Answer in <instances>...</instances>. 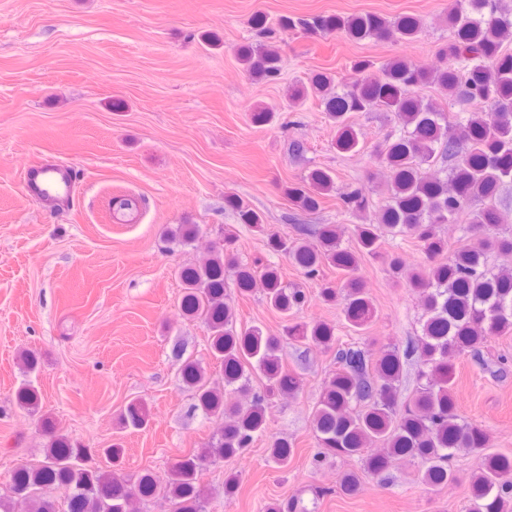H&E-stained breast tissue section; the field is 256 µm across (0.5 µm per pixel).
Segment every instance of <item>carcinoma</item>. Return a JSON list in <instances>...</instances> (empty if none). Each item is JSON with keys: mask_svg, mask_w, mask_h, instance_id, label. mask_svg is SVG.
<instances>
[{"mask_svg": "<svg viewBox=\"0 0 512 512\" xmlns=\"http://www.w3.org/2000/svg\"><path fill=\"white\" fill-rule=\"evenodd\" d=\"M499 0H453L443 21L451 38L439 50L440 64L417 66L404 58L377 64L361 59L351 66L349 78L339 82L327 72H315L288 86V99L300 105L316 100L336 128V149L356 153L363 144L349 124L352 112H390L400 133L378 145L376 163L389 177L387 197L372 217L355 225L356 245L342 246L336 224H318L290 237L267 230L262 215L238 197L226 204L239 223L261 233L268 251L280 255L308 279L329 265L340 275L337 282L321 281L318 295L328 305L342 306L344 318L356 332L366 330L376 317L371 298L356 275L359 260L380 257L393 278L403 280L419 297L423 309L421 335L405 346L389 347L379 358L362 348L336 343L335 327L323 321L299 318L307 295L285 283L272 266L261 272L242 263L234 252V231L228 229L210 246L208 257L179 270L184 288L183 315L199 319L208 330L209 353L219 374L212 377L195 359L186 358L180 379L193 394L194 409L217 424L209 445L178 457L167 475L147 472L136 481L94 462L91 449L62 435L51 422L45 460L22 466L0 493V512H14L22 494L29 512H130L137 498L143 502L163 496L173 512H206L200 477L204 467L238 455L254 437L268 429V408L281 395L295 396L300 379L289 372L282 358V341L336 349V370L312 411V424L323 453L356 457L362 471L344 474L341 491L357 492L361 479L383 478L398 458L419 465L418 478L435 489L457 480L451 461L464 449L478 456L471 476L465 512H512V456L492 453L488 431L467 421L459 412L455 382L457 360L480 358L488 339L512 331V267H488V256H512V232L502 231L507 215L501 195L512 184V53L503 49L512 38V15L500 10ZM250 27L262 39L274 28L262 14L252 16ZM283 32L327 35L341 32L356 40L413 42L422 30L414 15L387 19L379 14L286 16ZM244 70L258 81H276L282 74L281 56L262 41L238 48ZM431 84L448 94L459 111L448 116L435 104L414 94ZM280 116L275 109L257 106L251 118L266 125ZM335 190L328 170L315 168L284 188V194L306 212L321 207L323 196ZM371 187L362 185L342 196L345 211L363 214L369 209ZM467 215L465 237L470 242L454 251L439 233V226ZM200 234L196 224H179L169 235L183 245ZM417 240L426 264L409 269L396 252L385 250L389 240ZM232 281L238 294L261 288L266 305L283 321V335L268 334L259 325L236 326L234 300L226 293ZM414 369V385L402 394L400 382ZM265 380L261 391L252 389V374ZM21 407L38 408V391L29 383L17 390ZM149 409L140 400L127 403L120 417L125 428L142 429ZM270 460L288 466L294 444L285 437H270ZM62 495H43L46 488ZM311 494L310 500L303 495ZM322 492L309 487L286 505L273 503L267 512H315Z\"/></svg>", "mask_w": 512, "mask_h": 512, "instance_id": "carcinoma-1", "label": "carcinoma"}]
</instances>
